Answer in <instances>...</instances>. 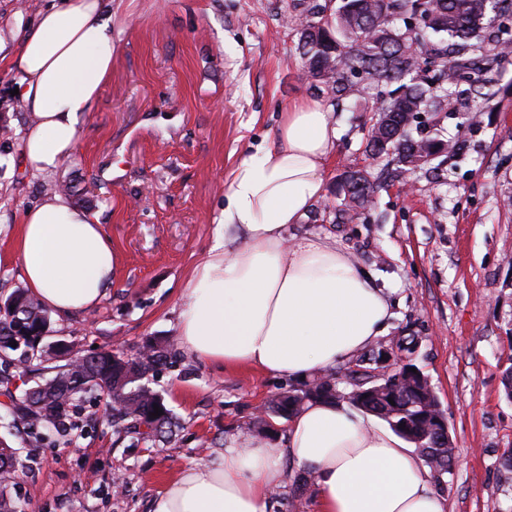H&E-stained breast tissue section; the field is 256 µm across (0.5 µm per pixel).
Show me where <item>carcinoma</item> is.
Listing matches in <instances>:
<instances>
[{
  "instance_id": "1",
  "label": "carcinoma",
  "mask_w": 512,
  "mask_h": 512,
  "mask_svg": "<svg viewBox=\"0 0 512 512\" xmlns=\"http://www.w3.org/2000/svg\"><path fill=\"white\" fill-rule=\"evenodd\" d=\"M297 49L306 73L316 86L338 99H357L370 94L376 100L367 150L376 159L400 166L411 173L428 161L422 155L456 151V144L436 137L418 139L411 128L424 112H450L462 104L455 87L468 84L467 97L479 111L478 101L496 95L491 72L498 62L512 57V0H296ZM404 18L398 28L394 20ZM417 28H412V24ZM394 89L386 92L384 88ZM377 185L366 170L346 171L338 196L342 219L352 222L367 218L375 205ZM20 305L17 321L0 315V336L12 330L26 336L8 350L18 353L15 361L25 363L36 352L46 362L56 356L33 335L49 322L42 304L28 292L11 293ZM164 341L156 339L150 354L124 360L110 351L75 355L54 374L41 379L20 395L10 394L13 374L0 368V391L9 395L10 414H22L29 442L36 446L52 435H66L77 427L79 402L93 394L107 398L105 412L112 422L146 426L145 440L166 439L176 423L161 394L143 383L163 359ZM368 352L353 363L336 367L341 382L330 387L318 377L304 381L311 391L300 390L298 399L283 393L269 403L266 415L280 412L293 416L311 402L345 403L385 421L398 435L414 444L425 464L439 457L453 464L454 447H435L434 436L425 429L427 419L419 407L420 395L398 379L392 394L374 393L364 399L354 396L370 377ZM393 402H388V398ZM162 415L154 418V407ZM22 464L18 451L0 439V512H18L12 489L17 485Z\"/></svg>"
}]
</instances>
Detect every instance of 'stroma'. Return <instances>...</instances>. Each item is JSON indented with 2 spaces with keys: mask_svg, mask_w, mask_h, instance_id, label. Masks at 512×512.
Returning <instances> with one entry per match:
<instances>
[{
  "mask_svg": "<svg viewBox=\"0 0 512 512\" xmlns=\"http://www.w3.org/2000/svg\"><path fill=\"white\" fill-rule=\"evenodd\" d=\"M53 0H0V55H10ZM293 0H112V76L80 118L75 149L54 172L22 159L32 120L16 75L0 62V297L24 287L17 250L25 211L57 183L96 215L112 241V286L93 308L51 316V336L82 354L137 355L151 338L167 357L148 375L183 428L170 442L132 445L91 397L79 428L29 447L20 505L37 512H150L186 465L248 436L256 405L288 391L283 375L196 360L179 342L178 313L193 268L224 232L230 174L270 144L283 112L321 101L339 135L323 172L326 193L289 238L330 234L373 273L394 313L388 338L414 337V364L429 378L455 445L450 474L433 481L448 512H512L499 460L512 448V61L477 121L462 112L423 117L416 131L462 142V151L399 174L366 149L363 102L336 105L307 77L296 50ZM374 174V223L337 221L336 180Z\"/></svg>",
  "mask_w": 512,
  "mask_h": 512,
  "instance_id": "stroma-1",
  "label": "stroma"
}]
</instances>
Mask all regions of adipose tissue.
I'll return each instance as SVG.
<instances>
[{
    "mask_svg": "<svg viewBox=\"0 0 512 512\" xmlns=\"http://www.w3.org/2000/svg\"><path fill=\"white\" fill-rule=\"evenodd\" d=\"M111 0H58L24 33L9 64L34 121L23 156L33 173L71 155L82 113L112 73ZM338 136L318 101L283 113L275 140L233 170L224 230L183 293L179 341L196 359L250 365L301 382L365 350L389 327L390 304L372 274L335 237L289 242L323 197V169ZM24 281L39 302L70 316L112 285L117 257L97 218L58 194L25 211L18 239ZM315 478L320 512H447L427 468L393 432L344 405L310 404L282 440L235 438L184 467L151 512H270L285 463Z\"/></svg>",
    "mask_w": 512,
    "mask_h": 512,
    "instance_id": "ef3b65f1",
    "label": "adipose tissue"
}]
</instances>
